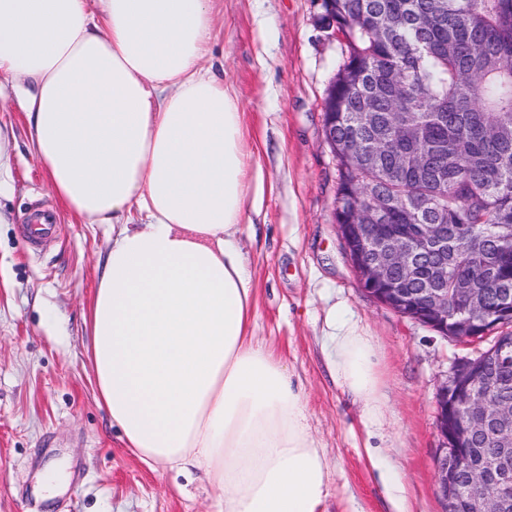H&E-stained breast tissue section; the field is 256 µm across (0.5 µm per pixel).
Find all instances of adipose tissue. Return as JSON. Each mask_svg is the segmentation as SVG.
<instances>
[{
    "label": "adipose tissue",
    "instance_id": "1",
    "mask_svg": "<svg viewBox=\"0 0 512 512\" xmlns=\"http://www.w3.org/2000/svg\"><path fill=\"white\" fill-rule=\"evenodd\" d=\"M212 0H0L49 187L112 227L85 314L97 400L149 467L201 470L224 512H325L323 448L287 366L251 334L239 226L256 178L232 87L205 61ZM335 381L381 423L374 339L336 321Z\"/></svg>",
    "mask_w": 512,
    "mask_h": 512
}]
</instances>
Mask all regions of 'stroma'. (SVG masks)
<instances>
[{
	"label": "stroma",
	"instance_id": "obj_1",
	"mask_svg": "<svg viewBox=\"0 0 512 512\" xmlns=\"http://www.w3.org/2000/svg\"><path fill=\"white\" fill-rule=\"evenodd\" d=\"M215 53L234 86L261 205L239 240L254 287L253 336L301 387L311 434L330 468L325 512H393L369 458L399 473L407 512H443L435 457L437 392L474 347L443 338L367 296L344 256L334 218L336 160L324 142V101L341 45L319 22V0H213ZM56 215L30 244L34 210ZM0 512H222L200 471L152 469L123 447L96 400L84 313L107 224H85L49 190L9 76L0 77ZM374 336L382 424L330 374L324 344L335 320ZM62 480L45 492L46 472Z\"/></svg>",
	"mask_w": 512,
	"mask_h": 512
}]
</instances>
